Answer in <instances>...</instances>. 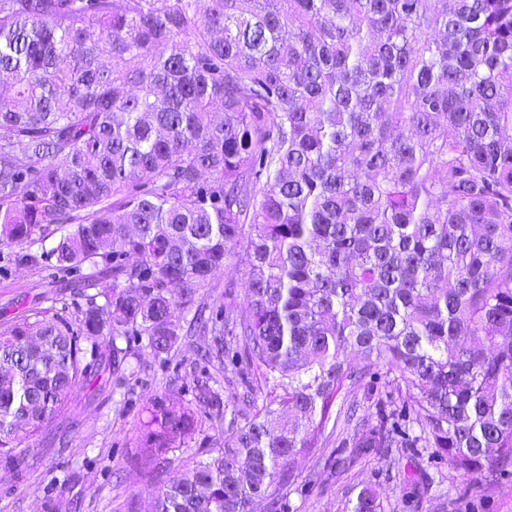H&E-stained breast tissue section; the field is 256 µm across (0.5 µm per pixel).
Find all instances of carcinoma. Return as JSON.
Masks as SVG:
<instances>
[{"mask_svg": "<svg viewBox=\"0 0 512 512\" xmlns=\"http://www.w3.org/2000/svg\"><path fill=\"white\" fill-rule=\"evenodd\" d=\"M56 233L22 259L98 280L64 283L73 324L0 327L5 465L129 368L118 341L166 362L195 332L266 398L224 406L219 447L138 512H292L341 420L343 448L512 475V0H0V244ZM224 268L247 307L205 300ZM146 412L153 466L197 420ZM417 475L394 474L412 512ZM347 512H385L377 487Z\"/></svg>", "mask_w": 512, "mask_h": 512, "instance_id": "1", "label": "carcinoma"}]
</instances>
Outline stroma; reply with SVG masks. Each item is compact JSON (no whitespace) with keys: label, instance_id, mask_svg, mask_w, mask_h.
<instances>
[{"label":"stroma","instance_id":"35a3bbf8","mask_svg":"<svg viewBox=\"0 0 512 512\" xmlns=\"http://www.w3.org/2000/svg\"><path fill=\"white\" fill-rule=\"evenodd\" d=\"M21 255L19 248L0 246V323L32 308H51L75 321L85 302L63 291L66 273L44 263L27 264ZM207 342L204 336L182 337L166 363L145 346L132 345L134 374L113 377L99 394L83 388L72 392L47 432L22 440V475L0 468V512H134L137 502L155 488L149 470L137 463L147 399H179L181 387L195 386L205 373L216 378L221 397H240L248 390L241 376L218 365L201 370L197 350ZM198 412L200 432L190 449L170 454L165 477L189 471L194 449L212 447L223 428V416L204 406ZM349 454V449L331 443L296 461L295 475L309 486L302 493L289 491L295 512H346L363 483L384 466L373 452L353 467L337 466V458ZM422 512H512V476L491 487L464 483L445 496L429 489Z\"/></svg>","mask_w":512,"mask_h":512}]
</instances>
